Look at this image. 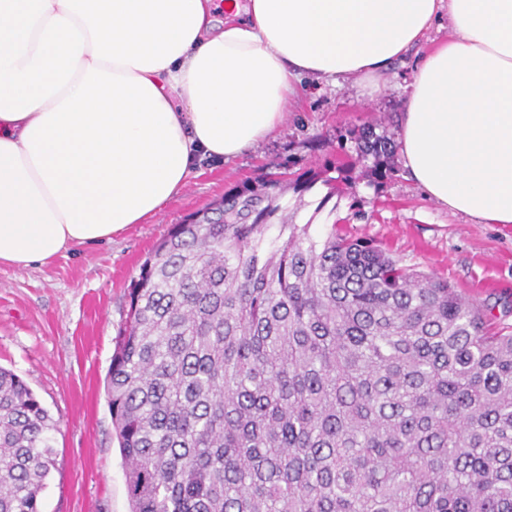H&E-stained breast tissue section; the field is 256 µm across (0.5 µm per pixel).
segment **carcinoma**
Instances as JSON below:
<instances>
[{"instance_id": "carcinoma-1", "label": "carcinoma", "mask_w": 512, "mask_h": 512, "mask_svg": "<svg viewBox=\"0 0 512 512\" xmlns=\"http://www.w3.org/2000/svg\"><path fill=\"white\" fill-rule=\"evenodd\" d=\"M353 138L395 172L391 137ZM318 180L242 184L142 264L106 378L129 512H512V334L370 242L312 237ZM53 427L0 368V512H41Z\"/></svg>"}]
</instances>
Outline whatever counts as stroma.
Listing matches in <instances>:
<instances>
[{
    "label": "stroma",
    "instance_id": "1",
    "mask_svg": "<svg viewBox=\"0 0 512 512\" xmlns=\"http://www.w3.org/2000/svg\"><path fill=\"white\" fill-rule=\"evenodd\" d=\"M418 53L395 63L385 91L369 97L362 81L306 76L302 95L267 141L238 157L202 161L177 198L112 240L77 247L51 262L0 267V367L12 370L52 416L56 467L41 512H129L125 471L105 395V378L140 267L173 225L245 182L287 171L308 176L352 165L337 183L335 211H300L315 238L329 231L372 241L417 272L448 281L490 310L493 327L512 332V224H481L428 199L405 170L376 178L358 161L349 132L364 126L397 136L404 88Z\"/></svg>",
    "mask_w": 512,
    "mask_h": 512
}]
</instances>
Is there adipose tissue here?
I'll list each match as a JSON object with an SVG mask.
<instances>
[{"mask_svg":"<svg viewBox=\"0 0 512 512\" xmlns=\"http://www.w3.org/2000/svg\"><path fill=\"white\" fill-rule=\"evenodd\" d=\"M416 65L403 166L426 196L512 224V0H0V266L111 240L205 158L273 136L304 75Z\"/></svg>","mask_w":512,"mask_h":512,"instance_id":"1","label":"adipose tissue"}]
</instances>
